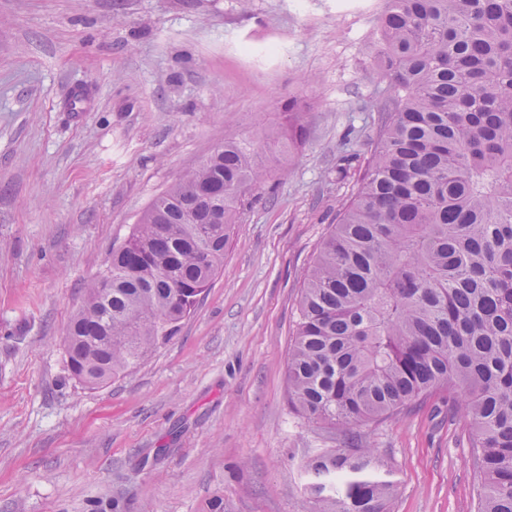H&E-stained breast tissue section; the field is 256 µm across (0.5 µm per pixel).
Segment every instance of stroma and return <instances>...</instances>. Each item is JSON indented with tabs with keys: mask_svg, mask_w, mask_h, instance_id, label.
<instances>
[{
	"mask_svg": "<svg viewBox=\"0 0 512 512\" xmlns=\"http://www.w3.org/2000/svg\"><path fill=\"white\" fill-rule=\"evenodd\" d=\"M382 0H0V512H314V455L370 445L388 512H476L440 389L358 435L288 403L303 275L389 84ZM302 114L288 141V102ZM288 144L175 336L91 388L64 337L114 245L225 137Z\"/></svg>",
	"mask_w": 512,
	"mask_h": 512,
	"instance_id": "35a3bbf8",
	"label": "stroma"
}]
</instances>
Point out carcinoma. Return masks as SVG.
<instances>
[{"mask_svg": "<svg viewBox=\"0 0 512 512\" xmlns=\"http://www.w3.org/2000/svg\"><path fill=\"white\" fill-rule=\"evenodd\" d=\"M380 54L391 95L304 276L290 402L353 432L460 392L477 512H512V0H386ZM278 161L226 138L150 203L70 320L74 378L101 385L176 334ZM308 468L316 512H386L394 493L368 445Z\"/></svg>", "mask_w": 512, "mask_h": 512, "instance_id": "carcinoma-1", "label": "carcinoma"}]
</instances>
